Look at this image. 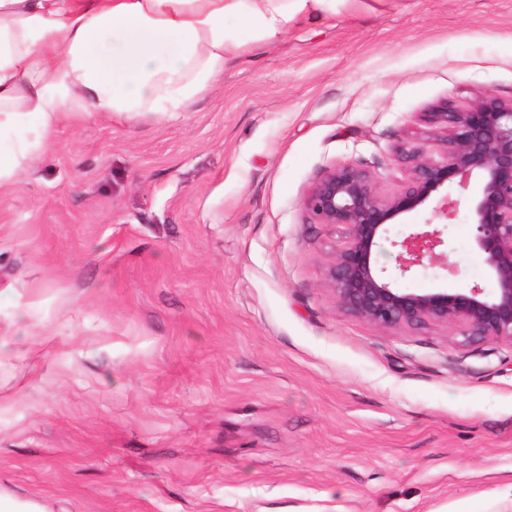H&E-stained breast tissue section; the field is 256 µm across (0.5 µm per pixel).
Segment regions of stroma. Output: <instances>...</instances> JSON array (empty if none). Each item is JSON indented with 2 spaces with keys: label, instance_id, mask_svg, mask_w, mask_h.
I'll return each mask as SVG.
<instances>
[{
  "label": "stroma",
  "instance_id": "obj_1",
  "mask_svg": "<svg viewBox=\"0 0 512 512\" xmlns=\"http://www.w3.org/2000/svg\"><path fill=\"white\" fill-rule=\"evenodd\" d=\"M512 98V0H339L249 43L178 119L60 125L0 186V489L53 512H512V343L381 329L302 202L354 164L401 189L424 112ZM447 264L493 289L469 195ZM455 276H448L447 267Z\"/></svg>",
  "mask_w": 512,
  "mask_h": 512
}]
</instances>
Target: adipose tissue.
I'll return each instance as SVG.
<instances>
[{
	"label": "adipose tissue",
	"instance_id": "adipose-tissue-1",
	"mask_svg": "<svg viewBox=\"0 0 512 512\" xmlns=\"http://www.w3.org/2000/svg\"><path fill=\"white\" fill-rule=\"evenodd\" d=\"M336 0H0V185L62 121L173 117L237 56Z\"/></svg>",
	"mask_w": 512,
	"mask_h": 512
}]
</instances>
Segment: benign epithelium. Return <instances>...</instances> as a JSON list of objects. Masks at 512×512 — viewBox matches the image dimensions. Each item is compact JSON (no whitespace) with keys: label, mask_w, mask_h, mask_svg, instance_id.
Listing matches in <instances>:
<instances>
[{"label":"benign epithelium","mask_w":512,"mask_h":512,"mask_svg":"<svg viewBox=\"0 0 512 512\" xmlns=\"http://www.w3.org/2000/svg\"><path fill=\"white\" fill-rule=\"evenodd\" d=\"M440 156L424 147L400 148L408 177L394 194L381 192L373 175L353 164L327 170L309 188L303 207L310 223L341 226L347 241L326 268L337 304L374 326L422 328L430 323L460 330L470 341L512 343V99L485 93L467 107L443 104L425 113ZM477 179L471 201L473 242L483 253L496 288H433L406 292L393 287L373 260L377 240L391 221L429 201L442 188L463 190ZM400 248L398 269L406 275L438 260L455 274L439 229L422 228L391 241Z\"/></svg>","instance_id":"1"}]
</instances>
